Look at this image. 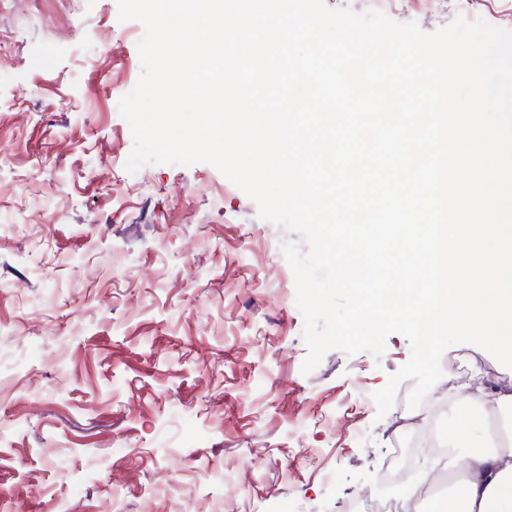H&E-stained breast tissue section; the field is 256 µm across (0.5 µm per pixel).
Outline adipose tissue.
Wrapping results in <instances>:
<instances>
[{
  "instance_id": "ef3b65f1",
  "label": "adipose tissue",
  "mask_w": 512,
  "mask_h": 512,
  "mask_svg": "<svg viewBox=\"0 0 512 512\" xmlns=\"http://www.w3.org/2000/svg\"><path fill=\"white\" fill-rule=\"evenodd\" d=\"M455 407L472 410L480 424L499 419L512 421V387L493 393L458 390ZM446 444L465 448L464 456H449L446 468L459 474L455 494L439 503L438 512H512V446L494 444L487 435H473L469 426L449 433Z\"/></svg>"
}]
</instances>
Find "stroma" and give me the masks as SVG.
Instances as JSON below:
<instances>
[{"label":"stroma","instance_id":"stroma-1","mask_svg":"<svg viewBox=\"0 0 512 512\" xmlns=\"http://www.w3.org/2000/svg\"><path fill=\"white\" fill-rule=\"evenodd\" d=\"M461 2L384 13L431 33ZM143 33L117 0H0V512H341L408 413L413 381L373 395L409 343L303 373L294 233L211 164L126 171ZM473 366L512 384L454 346L442 379Z\"/></svg>","mask_w":512,"mask_h":512}]
</instances>
